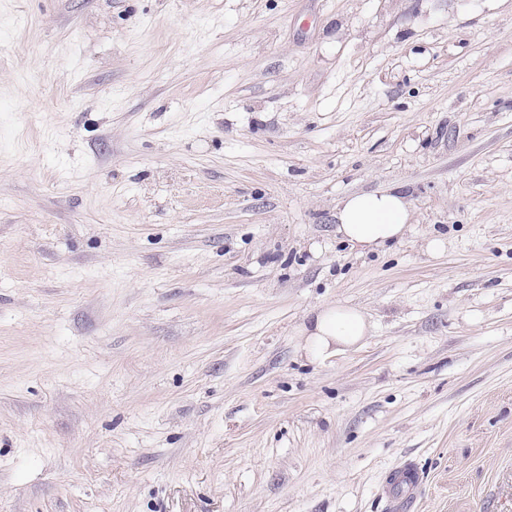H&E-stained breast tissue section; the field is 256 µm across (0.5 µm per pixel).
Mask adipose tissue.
Returning <instances> with one entry per match:
<instances>
[{
  "mask_svg": "<svg viewBox=\"0 0 512 512\" xmlns=\"http://www.w3.org/2000/svg\"><path fill=\"white\" fill-rule=\"evenodd\" d=\"M337 234L363 251H375L401 241L410 230L412 208L407 198L392 190L352 194L337 210ZM372 326L360 310L329 304L313 310L298 333L304 354L315 361L360 346Z\"/></svg>",
  "mask_w": 512,
  "mask_h": 512,
  "instance_id": "adipose-tissue-1",
  "label": "adipose tissue"
}]
</instances>
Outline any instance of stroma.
<instances>
[{"mask_svg":"<svg viewBox=\"0 0 512 512\" xmlns=\"http://www.w3.org/2000/svg\"><path fill=\"white\" fill-rule=\"evenodd\" d=\"M328 303L373 328L314 363ZM404 462L512 512V0H0V512H389ZM396 190L352 194L337 210L336 233L362 251H377L401 241L410 231L412 208Z\"/></svg>","mask_w":512,"mask_h":512,"instance_id":"1","label":"stroma"}]
</instances>
